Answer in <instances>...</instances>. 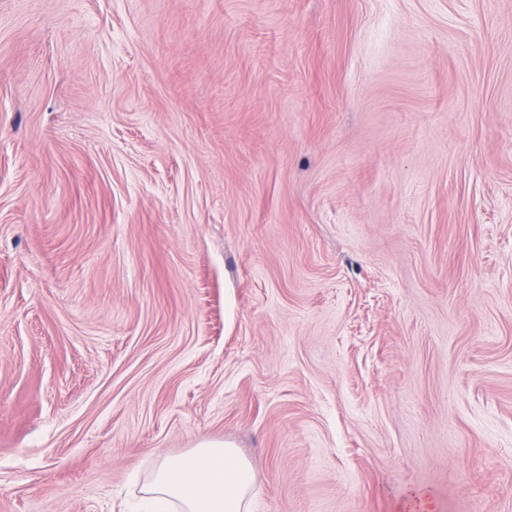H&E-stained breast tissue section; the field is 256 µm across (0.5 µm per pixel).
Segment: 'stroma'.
<instances>
[{"mask_svg":"<svg viewBox=\"0 0 512 512\" xmlns=\"http://www.w3.org/2000/svg\"><path fill=\"white\" fill-rule=\"evenodd\" d=\"M512 512V0H0V512ZM255 483L238 448L202 441L181 456L159 458L141 493L148 512H251Z\"/></svg>","mask_w":512,"mask_h":512,"instance_id":"obj_1","label":"stroma"}]
</instances>
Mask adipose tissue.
<instances>
[{"label": "adipose tissue", "instance_id": "adipose-tissue-1", "mask_svg": "<svg viewBox=\"0 0 512 512\" xmlns=\"http://www.w3.org/2000/svg\"><path fill=\"white\" fill-rule=\"evenodd\" d=\"M255 483L237 448L203 441L181 456L158 459L141 493L147 512H252Z\"/></svg>", "mask_w": 512, "mask_h": 512}]
</instances>
